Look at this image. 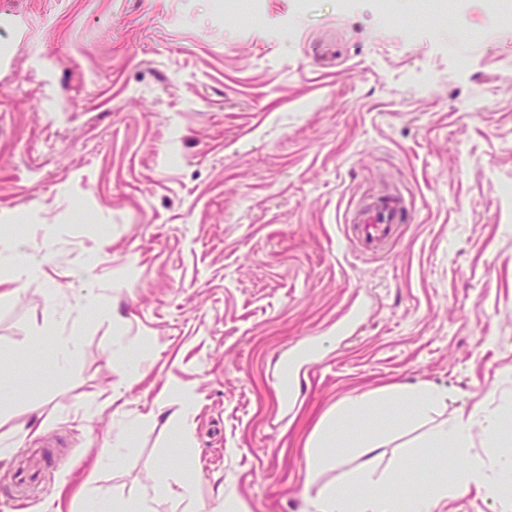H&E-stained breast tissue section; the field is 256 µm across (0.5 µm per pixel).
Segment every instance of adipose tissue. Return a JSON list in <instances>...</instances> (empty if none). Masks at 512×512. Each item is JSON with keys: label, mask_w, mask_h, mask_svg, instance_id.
Masks as SVG:
<instances>
[{"label": "adipose tissue", "mask_w": 512, "mask_h": 512, "mask_svg": "<svg viewBox=\"0 0 512 512\" xmlns=\"http://www.w3.org/2000/svg\"><path fill=\"white\" fill-rule=\"evenodd\" d=\"M446 397L445 391L431 386L401 392L390 416L393 423L406 424L427 417ZM351 412L340 408L324 417L313 437L307 477L316 482L322 467L329 461V449L357 443L366 452L380 448V431L363 429L358 436L346 431ZM482 429L489 439L498 435L493 413L472 410L460 413L449 424L434 429L429 436L433 448L463 452L469 446L473 429ZM512 471V458L485 464L474 458L458 470L455 483L441 478L418 497H403L390 491L391 477L377 476L372 460H365L350 472L344 486L321 487L311 502L313 512H441L443 503L457 488L474 486L485 496L499 501L501 512H512V494L504 490V476Z\"/></svg>", "instance_id": "ef3b65f1"}]
</instances>
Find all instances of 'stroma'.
I'll list each match as a JSON object with an SVG mask.
<instances>
[{"mask_svg":"<svg viewBox=\"0 0 512 512\" xmlns=\"http://www.w3.org/2000/svg\"><path fill=\"white\" fill-rule=\"evenodd\" d=\"M453 5L0 0V280L16 231L47 257L0 297V441L66 461L0 460V512H175L162 467L192 512H311L362 461L306 484L317 425L387 388L448 391L384 433L395 493L512 452L425 446L475 408L512 433V0ZM383 191L414 218L363 256L346 213Z\"/></svg>","mask_w":512,"mask_h":512,"instance_id":"35a3bbf8","label":"stroma"}]
</instances>
